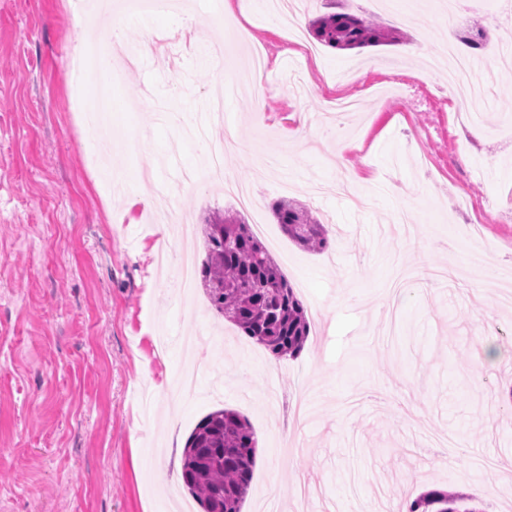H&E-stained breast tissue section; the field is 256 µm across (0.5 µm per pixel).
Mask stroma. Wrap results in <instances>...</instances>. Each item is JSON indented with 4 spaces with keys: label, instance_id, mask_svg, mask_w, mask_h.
<instances>
[{
    "label": "stroma",
    "instance_id": "obj_1",
    "mask_svg": "<svg viewBox=\"0 0 512 512\" xmlns=\"http://www.w3.org/2000/svg\"><path fill=\"white\" fill-rule=\"evenodd\" d=\"M338 8L427 48L448 25L439 0ZM78 9V0H0V512H172L171 493L186 492V439L220 408L244 415L258 441L241 512H293L300 479L313 490L310 512H391L432 489L512 512V305L499 303L512 293V220L472 226L512 209V152L500 149L512 83L496 80V104L471 131L439 107L421 55L401 54L398 42L335 49L307 31V59L265 0L244 12L195 0L185 18L164 7L114 17L130 45L168 33L167 60L113 68L115 133L91 142L86 114L97 99L84 82L85 110L73 111L71 64L106 34L74 27ZM214 18L239 60L254 46L265 57L262 124L251 121L252 91L240 90L224 102L229 122L208 128L215 142L225 128L239 132L224 169L252 186L257 216L219 184L184 179L205 164L192 136L220 86L207 56ZM337 92L363 101L338 124L344 170L330 161L332 145L287 146L290 114L322 112ZM348 169L381 194L357 210L336 197L312 201L309 179L333 182ZM114 179L145 198L165 187L197 227L215 210L262 218V241L305 309H330L311 320L303 351L277 360L276 373H242L270 351L213 314L203 284L182 298L178 257L155 263L166 225L144 205L125 217ZM410 185L433 199L411 210L406 235L390 214ZM288 196L324 224L325 251L304 250L277 223L272 205ZM435 239L451 246L434 250L433 268H466L445 284L427 279L415 249ZM485 267L495 285L475 287ZM190 360L201 368L197 395L174 399L170 384ZM306 381L308 423L287 453L269 422ZM434 430L452 438L449 462L423 453Z\"/></svg>",
    "mask_w": 512,
    "mask_h": 512
}]
</instances>
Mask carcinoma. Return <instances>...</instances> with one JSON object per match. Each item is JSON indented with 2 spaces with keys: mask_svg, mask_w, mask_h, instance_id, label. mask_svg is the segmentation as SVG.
Masks as SVG:
<instances>
[{
  "mask_svg": "<svg viewBox=\"0 0 512 512\" xmlns=\"http://www.w3.org/2000/svg\"><path fill=\"white\" fill-rule=\"evenodd\" d=\"M315 38L340 49L391 39L370 19L348 12H327L311 24ZM278 224L297 244L324 251L322 224L301 204L273 205ZM206 260L201 277L210 304L245 335L278 357H297L310 335L305 308L250 225L215 212L205 228ZM256 436L249 421L230 409L207 414L194 427L182 451L181 478L204 512H241L253 478ZM464 497L429 491L409 505V512H479L462 505Z\"/></svg>",
  "mask_w": 512,
  "mask_h": 512,
  "instance_id": "carcinoma-1",
  "label": "carcinoma"
}]
</instances>
